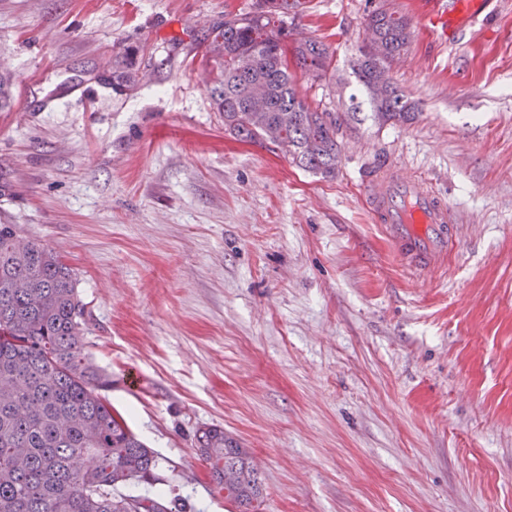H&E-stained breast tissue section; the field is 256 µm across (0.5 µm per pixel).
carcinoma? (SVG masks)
<instances>
[{"instance_id": "carcinoma-1", "label": "carcinoma", "mask_w": 512, "mask_h": 512, "mask_svg": "<svg viewBox=\"0 0 512 512\" xmlns=\"http://www.w3.org/2000/svg\"><path fill=\"white\" fill-rule=\"evenodd\" d=\"M296 5L255 0L251 11L224 16V31L209 46L221 59L215 105L224 130L239 140L266 141L297 167L332 177L343 125L414 118V104L389 77L409 50L411 22L384 6L372 11L366 32L381 52L363 45L350 64L361 97H350L346 112H321L301 96L290 63L321 79L335 70L333 57L313 39L288 44L282 16ZM257 87L265 91L259 108L251 105ZM18 237V225L0 224V512H185L178 496L134 491L166 481L159 457L103 394L112 380L85 352L72 271L41 240ZM17 278L27 291L12 288ZM197 441L210 469L222 464L236 476L224 497L239 512H257L264 481L247 450L220 428Z\"/></svg>"}]
</instances>
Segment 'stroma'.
<instances>
[{
  "label": "stroma",
  "instance_id": "1",
  "mask_svg": "<svg viewBox=\"0 0 512 512\" xmlns=\"http://www.w3.org/2000/svg\"><path fill=\"white\" fill-rule=\"evenodd\" d=\"M253 2L0 0V223L73 270L108 397L193 512H238L207 427L260 468V512H512V0L453 44L448 0H300L289 41L337 71L297 86L330 112L368 14L414 30L390 71L414 120L343 127L328 178L224 130L207 50ZM387 163L461 224L447 271L405 272L370 221Z\"/></svg>",
  "mask_w": 512,
  "mask_h": 512
}]
</instances>
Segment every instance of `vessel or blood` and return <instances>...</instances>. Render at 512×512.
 Segmentation results:
<instances>
[{
  "label": "vessel or blood",
  "instance_id": "obj_1",
  "mask_svg": "<svg viewBox=\"0 0 512 512\" xmlns=\"http://www.w3.org/2000/svg\"><path fill=\"white\" fill-rule=\"evenodd\" d=\"M366 200L401 265L419 276L439 270L459 241L442 198L422 176L381 168L364 181Z\"/></svg>",
  "mask_w": 512,
  "mask_h": 512
}]
</instances>
